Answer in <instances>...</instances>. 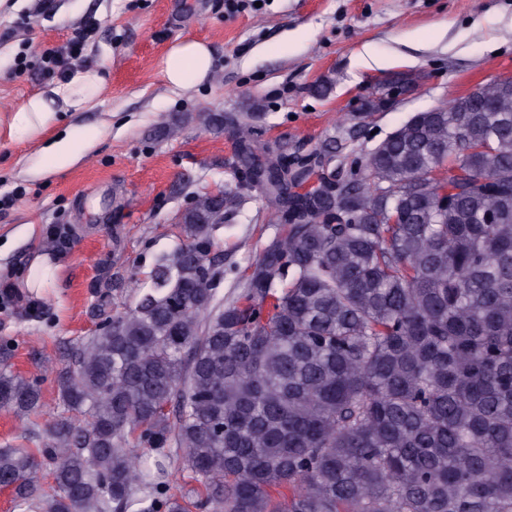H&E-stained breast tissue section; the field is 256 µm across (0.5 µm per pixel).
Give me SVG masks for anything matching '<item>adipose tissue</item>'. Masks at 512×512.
<instances>
[{
  "instance_id": "1",
  "label": "adipose tissue",
  "mask_w": 512,
  "mask_h": 512,
  "mask_svg": "<svg viewBox=\"0 0 512 512\" xmlns=\"http://www.w3.org/2000/svg\"><path fill=\"white\" fill-rule=\"evenodd\" d=\"M212 76V51L202 41L182 39L170 45L164 79L175 89L197 86ZM103 78L94 69H77L46 93L33 94L14 106L0 107V138L39 144V158L58 172L81 162L105 134L98 127L57 130L65 113L82 112L99 97Z\"/></svg>"
}]
</instances>
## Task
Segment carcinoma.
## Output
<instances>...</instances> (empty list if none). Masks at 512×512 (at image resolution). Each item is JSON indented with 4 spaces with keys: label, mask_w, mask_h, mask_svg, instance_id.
Returning <instances> with one entry per match:
<instances>
[{
    "label": "carcinoma",
    "mask_w": 512,
    "mask_h": 512,
    "mask_svg": "<svg viewBox=\"0 0 512 512\" xmlns=\"http://www.w3.org/2000/svg\"><path fill=\"white\" fill-rule=\"evenodd\" d=\"M231 123L246 185L192 198L149 285L99 293L55 368L69 416L0 448V487L22 512H512V86L414 113L345 174ZM247 187L277 233L226 302L218 216ZM8 356L0 408L28 418Z\"/></svg>",
    "instance_id": "obj_1"
}]
</instances>
